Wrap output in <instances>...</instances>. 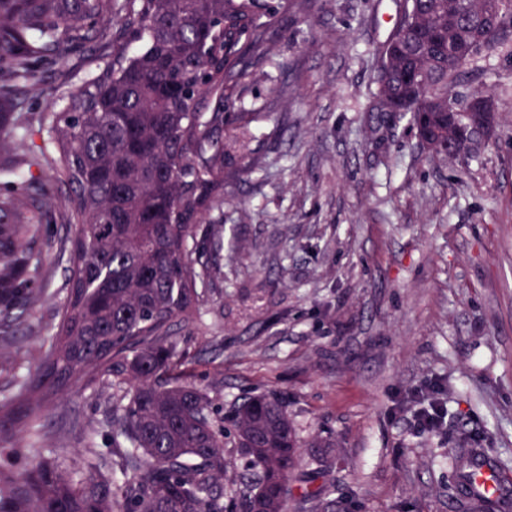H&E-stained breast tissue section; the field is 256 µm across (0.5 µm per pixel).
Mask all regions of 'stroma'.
<instances>
[{"mask_svg":"<svg viewBox=\"0 0 512 512\" xmlns=\"http://www.w3.org/2000/svg\"><path fill=\"white\" fill-rule=\"evenodd\" d=\"M393 20L386 0H301L269 29L228 109L245 116L263 171L225 189L223 274L200 319L172 337L193 382L225 415L252 393L283 396L309 457L335 437L336 512H468L449 495L459 437L506 477L512 496V42L471 65L503 125L468 163L432 157L408 123L369 129L375 52ZM65 227L41 228V299L25 335L0 341L16 372H39L66 299L55 258ZM452 418L422 432L399 418L430 390ZM111 388L53 396L37 437L78 471L108 448Z\"/></svg>","mask_w":512,"mask_h":512,"instance_id":"1","label":"stroma"}]
</instances>
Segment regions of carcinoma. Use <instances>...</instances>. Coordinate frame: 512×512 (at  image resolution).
I'll return each mask as SVG.
<instances>
[{
    "label": "carcinoma",
    "mask_w": 512,
    "mask_h": 512,
    "mask_svg": "<svg viewBox=\"0 0 512 512\" xmlns=\"http://www.w3.org/2000/svg\"><path fill=\"white\" fill-rule=\"evenodd\" d=\"M294 0H0V333L24 335L37 296L44 217L59 208L75 227L59 242L67 255V300L40 375L18 380L0 401V434L30 429L45 396L70 383L101 380L129 390L111 405L112 447L88 448L76 479L29 449L16 471L0 455V512H224L232 445L245 460L231 479L244 512H288L291 481L302 482L294 512L315 502L329 512L336 464L327 440L296 473L299 440L283 399L235 400L219 425L203 389L175 373L176 326L199 319L202 294L221 276L197 239L206 212L224 209V185L259 172L264 157L246 132L227 133L224 99L249 56L267 52L266 33ZM498 19L487 42L512 40V0H484ZM394 25L379 50L370 111L419 123L427 112L461 111L460 96L488 94L479 81L455 89L459 51H484L467 25L478 0H390ZM147 44L137 49L142 39ZM54 58L89 78L64 111L25 109L22 92ZM404 93L416 110L397 112ZM47 138L18 155L4 140ZM50 167L48 186L32 169ZM452 494L474 482L480 462L451 456ZM125 474L118 485L115 469Z\"/></svg>",
    "instance_id": "1"
}]
</instances>
